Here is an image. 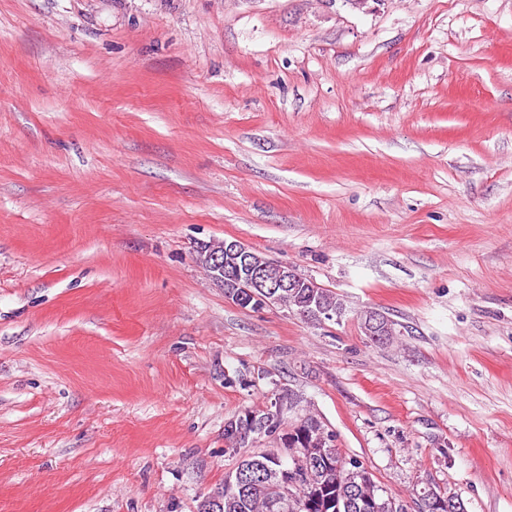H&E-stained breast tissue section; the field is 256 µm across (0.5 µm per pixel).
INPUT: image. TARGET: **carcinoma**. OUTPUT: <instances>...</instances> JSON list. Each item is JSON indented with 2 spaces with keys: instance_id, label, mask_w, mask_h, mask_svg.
Here are the masks:
<instances>
[{
  "instance_id": "carcinoma-1",
  "label": "carcinoma",
  "mask_w": 512,
  "mask_h": 512,
  "mask_svg": "<svg viewBox=\"0 0 512 512\" xmlns=\"http://www.w3.org/2000/svg\"><path fill=\"white\" fill-rule=\"evenodd\" d=\"M224 242L206 244L198 252L204 268L212 265V255L222 253ZM315 292L320 309L336 312L345 305L336 293L325 288L281 292L275 305L292 312L302 306L309 292ZM258 420L246 410L224 423L227 451L237 452L250 443L270 438L275 448L241 456L234 471L224 476V486L215 493L220 506L215 512H408L405 501L385 496L372 473L357 457L347 456L336 446L335 433L324 428L312 415L286 422L277 412L265 416L262 431L254 432ZM302 448L307 479L300 480L293 494L283 491L292 480L283 459V449ZM418 512H466L462 500L433 483L417 493Z\"/></svg>"
}]
</instances>
